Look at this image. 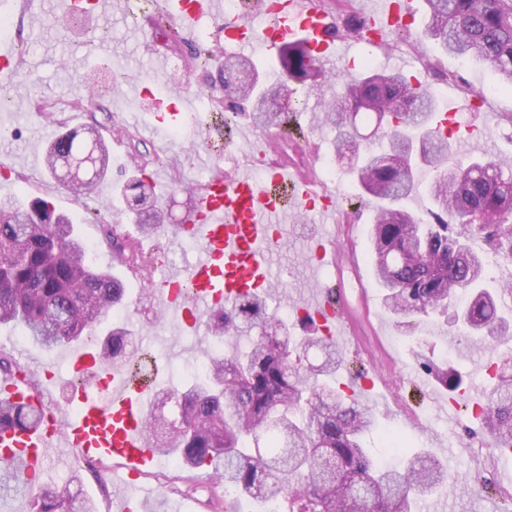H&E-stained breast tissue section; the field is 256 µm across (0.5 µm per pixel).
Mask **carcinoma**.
Instances as JSON below:
<instances>
[{"label":"carcinoma","mask_w":512,"mask_h":512,"mask_svg":"<svg viewBox=\"0 0 512 512\" xmlns=\"http://www.w3.org/2000/svg\"><path fill=\"white\" fill-rule=\"evenodd\" d=\"M428 19L419 32L401 27L396 38L432 39L464 60L476 59L512 87V0H425ZM302 45L279 56L288 81L283 105L273 107L258 69L246 57L224 59V121L236 122L239 104L252 102L253 122L262 128L283 123L285 107L300 105L299 84L319 88L321 73L307 62ZM374 110L375 128L385 144L376 147L361 132L360 110ZM436 100L427 88L412 87L400 72L361 65L349 69L331 91L321 121L336 129L337 152L351 153L360 187L384 202L371 229L375 277L384 305L398 328L447 316L465 337L483 336L512 351V286L487 285L488 257L512 264V161L492 156L458 157L447 165L453 138L436 130ZM45 164L52 174L66 171L71 191L100 181L109 151L95 129L79 137L67 131L51 142ZM434 173L427 187L432 220L402 206L418 190L414 170ZM124 195L128 213L147 233L156 232L167 210L149 184L130 180ZM482 240L487 249L475 250ZM114 257L135 267L133 248L115 243ZM125 288L108 271L92 267L87 248L70 218L52 203L25 205L0 199V325L23 330L27 342L54 350L90 341L99 324L121 304ZM208 337L220 347L208 354L207 373L185 390L157 394L175 404L179 419L158 427L148 413L146 439L161 456L224 485V501L247 497L272 502L277 512H419L427 496L449 492L443 461L432 451L405 453L401 469H388L363 446L376 424L373 410L356 396L332 386L344 363L342 350L312 327L292 335L288 323L268 312L266 298L246 295L205 316ZM245 341L229 354L224 338ZM321 354L318 364L308 354ZM136 352L131 330L114 328L97 357L107 368H125ZM424 370L453 397L464 380L453 363L423 359ZM493 386L471 416L489 435L499 456L512 457V375L487 363ZM39 414L0 400V429L28 428ZM22 495L29 512H96L94 504L51 484L38 482L16 462L0 461V497Z\"/></svg>","instance_id":"obj_1"}]
</instances>
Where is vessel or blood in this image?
I'll return each mask as SVG.
<instances>
[{
    "mask_svg": "<svg viewBox=\"0 0 512 512\" xmlns=\"http://www.w3.org/2000/svg\"><path fill=\"white\" fill-rule=\"evenodd\" d=\"M218 5L219 0H180L178 18L189 29ZM367 6L370 43L375 47L404 25L409 14L405 0H368ZM333 31L334 20L319 0H263L256 21L231 26L225 43L241 49L262 41L268 52L276 53L302 40L314 64L334 59L352 63L351 48H337ZM316 200L322 203V217H335L334 192L313 190L307 177L280 164L269 165L267 184L262 188L245 172L211 177L196 197L189 224L181 228L182 234L199 246L194 262L184 271L167 273L157 283L164 310L193 329L201 316L243 295L267 291L271 258L286 231L285 225L276 223V216L291 206L308 210ZM343 308V300L334 298L326 285L303 306L323 334L347 346L354 330L344 318ZM70 364L78 376L95 380L98 395L83 389L74 392L71 400L79 411L73 418L60 421L52 417L40 428L0 431V458L21 460L28 473H42L52 444L60 437L76 454L120 459L125 467L120 480L131 489L118 500V512H138L144 495L131 480L155 460L144 439L149 391L133 384L123 371L102 369L92 348L73 352ZM0 395L16 402L35 401L28 382L18 375L0 377Z\"/></svg>",
    "mask_w": 512,
    "mask_h": 512,
    "instance_id": "obj_1",
    "label": "vessel or blood"
}]
</instances>
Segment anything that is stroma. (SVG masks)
<instances>
[{"label":"stroma","instance_id":"35a3bbf8","mask_svg":"<svg viewBox=\"0 0 512 512\" xmlns=\"http://www.w3.org/2000/svg\"><path fill=\"white\" fill-rule=\"evenodd\" d=\"M23 2L0 0V13L10 16L15 28L7 46L20 58L25 72L17 82L0 83V101L7 106L0 112V125L9 128L8 135L0 137V196L12 194L24 201L41 196L72 219L77 236L96 250L94 267L110 271L126 288L123 302L98 326L97 335H105L115 326L129 327L141 349L158 355L150 376L153 389L183 388L182 370L206 356L209 345L205 335L182 328L155 297H144L147 280L159 279L160 267H153L148 279H141L115 260L112 245L135 241L141 234L124 209L120 189L126 179L144 171L137 166V159L155 157L158 165L145 171L170 214L156 239L159 245L171 246L169 260L176 269L187 268L195 258L196 249L181 238L179 226L201 183L212 175L232 172L231 167L216 163L209 140L192 133L197 114L212 113L215 99L224 94L220 70L224 58L216 56L208 69L196 68L191 59L193 47L184 42L179 47L177 69L165 77L157 76L155 57L167 50L163 33L170 18L178 14L177 0H169L163 12L138 8L129 17L118 9L104 19L91 17V24H104L108 30L106 38L95 43L88 42L80 28L60 22L56 0H37L31 12ZM373 53L378 69L400 70L427 86L446 87L448 99L443 109L455 113L469 134L467 145H455V153L512 159V89L501 87L491 69L442 53L430 40L416 44L411 52L402 50L400 41L395 40L375 47ZM108 58L120 62L121 80L112 81L104 70ZM143 85L149 94L141 98L135 90ZM88 86L96 91L92 104L74 110L73 101L84 97ZM186 100L191 110L182 125L185 135L177 138L170 126L156 123V104ZM322 108V100L309 95L288 124L267 132L249 116H242L247 137L237 141V149L248 153L249 137L263 134L272 161L303 174L319 175L320 161L333 154L335 139L334 131L319 120ZM127 120L134 124L135 138L125 140L122 148L111 149L106 177L86 193L70 192L63 181L46 171V150L59 134L94 124L109 139L114 128ZM330 188L341 209V226L331 239L343 259L357 258L359 267H344L341 279H334L331 269L321 267L308 252L312 239L324 231L321 216L315 212L285 214L282 222L288 235L273 255V285L289 295L282 301V309L312 297L317 283L337 282V295L361 324L359 347L345 352L336 383L341 386L363 377L385 383L381 395L369 401L379 429L368 436V448L375 456L393 461L382 437L383 430L392 429L409 447L435 449L448 467L452 493L428 498L421 505L422 512H485L490 502L496 512H512V459L498 456L466 409L448 418L447 392L421 373L417 361L418 354L431 353L460 363L468 375L471 395L482 398L490 384L484 370V349L451 343L446 338L448 326L441 319L409 335L397 330L384 307L370 255L376 203L363 193L344 160L337 162ZM0 352L40 377L39 387L46 390L48 406L57 417L64 419L74 412L68 348L43 350L22 342L20 329L1 325ZM112 469V460L76 456L60 445L52 451L40 479L70 487L80 497L92 500L97 512H112L113 492L121 487ZM161 471L155 464L139 477L150 493L149 512H183L192 499L198 503L197 512H219L222 489L181 469L162 484L157 480Z\"/></svg>","mask_w":512,"mask_h":512}]
</instances>
